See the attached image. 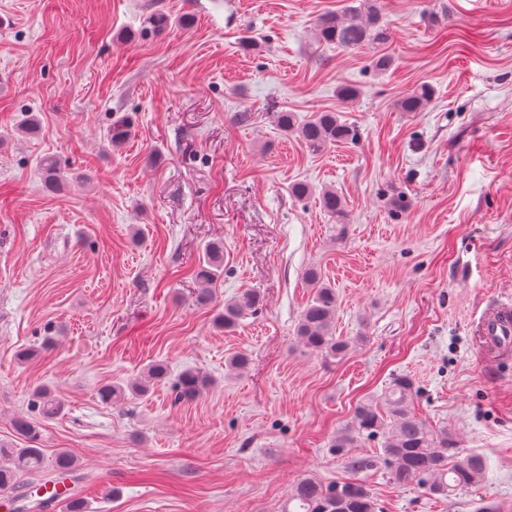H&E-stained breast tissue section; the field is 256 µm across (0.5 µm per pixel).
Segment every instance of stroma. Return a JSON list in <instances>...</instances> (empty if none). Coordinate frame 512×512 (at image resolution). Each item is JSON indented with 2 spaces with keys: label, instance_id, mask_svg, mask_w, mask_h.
Returning <instances> with one entry per match:
<instances>
[{
  "label": "stroma",
  "instance_id": "1",
  "mask_svg": "<svg viewBox=\"0 0 512 512\" xmlns=\"http://www.w3.org/2000/svg\"><path fill=\"white\" fill-rule=\"evenodd\" d=\"M348 2L0 0V444L25 447L12 417L50 386L65 413L38 445L77 458L90 512H281L301 479L350 478L336 432L400 373L416 416L485 473L445 500L364 470L382 512H512V364L482 367L471 334L512 293V0H380L382 72L372 48L314 37ZM423 83L428 107L399 111ZM284 111L339 113L358 139L310 153L276 127ZM29 115L33 136L17 129ZM122 116L133 131L116 147ZM46 154L63 171L54 195ZM327 188L347 223L321 209ZM211 239L224 279L201 309L192 272ZM311 267L353 342L339 360L297 343ZM248 288L262 309L214 328ZM235 351L251 357L240 376L225 372ZM156 360L215 384L188 404L168 382L122 408L99 400Z\"/></svg>",
  "mask_w": 512,
  "mask_h": 512
}]
</instances>
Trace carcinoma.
<instances>
[{
  "label": "carcinoma",
  "mask_w": 512,
  "mask_h": 512,
  "mask_svg": "<svg viewBox=\"0 0 512 512\" xmlns=\"http://www.w3.org/2000/svg\"><path fill=\"white\" fill-rule=\"evenodd\" d=\"M315 37L320 42L345 49L380 46L388 41L389 28L383 21L378 0H359L357 7L347 5L340 12L322 15L315 25ZM432 94L430 85L421 84L398 100V109L422 112L430 104ZM275 120L282 131L298 137L313 154L338 143H351L357 137L354 127L341 122L334 112H316L301 122L292 112H277ZM130 132L127 120H116L110 131L112 144L124 143ZM39 168L45 187L51 191L57 189L60 181L58 161L46 156L41 159ZM319 202L324 212L336 219V223H346V204L336 191H322ZM223 277L224 240L209 241L195 269L194 278L200 284L192 296L195 305L203 308L212 306L215 285ZM305 281L311 288V295L299 316L296 335L307 351L326 359L341 358L351 348L352 341L335 333L336 289L325 283L315 268L306 271ZM262 305L260 292L246 289L236 298L224 302V308L213 317V324L218 329L230 331L246 312H254ZM248 365V355L238 352L228 357L225 367L229 373L240 375ZM169 377L165 363L152 362L130 382L102 386L98 396L110 404L143 399L155 385ZM214 384L215 381L203 372L187 369L174 382V400L180 403L193 401ZM416 395L415 383L410 376L401 374L394 377L384 394L383 405L370 401L360 403L352 420L336 432L333 447L353 448L366 441H379L383 448L381 460L390 469L396 483L414 482L434 496L447 498L477 482L485 463L482 457L471 453L458 454L454 456L453 463H448V432L430 429L415 417L412 404ZM29 405L46 420L59 417L65 409L64 401L47 386L33 390ZM12 427L17 435L29 442L38 439L39 431L26 415L14 418ZM21 473L28 475L31 481L45 484L55 477L63 480L79 477L76 459L66 450L58 451L48 462L39 448H16L9 454V463L0 464V491H16ZM289 501L296 503L295 512H380L377 499L358 479L328 486L302 479L293 487Z\"/></svg>",
  "instance_id": "carcinoma-1"
}]
</instances>
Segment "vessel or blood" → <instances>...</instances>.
<instances>
[{"label": "vessel or blood", "mask_w": 512, "mask_h": 512, "mask_svg": "<svg viewBox=\"0 0 512 512\" xmlns=\"http://www.w3.org/2000/svg\"><path fill=\"white\" fill-rule=\"evenodd\" d=\"M481 365L492 367L512 356V294L490 301L474 327Z\"/></svg>", "instance_id": "vessel-or-blood-1"}]
</instances>
